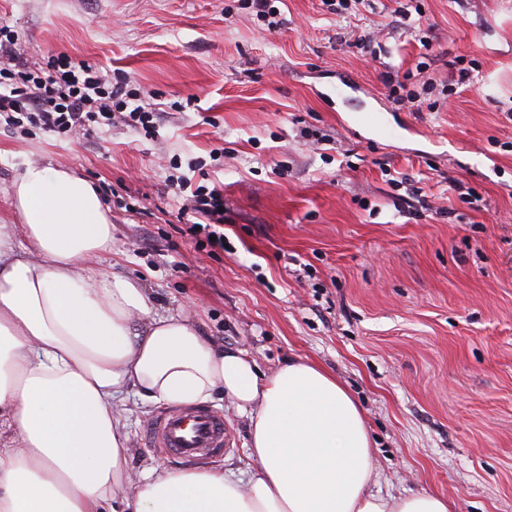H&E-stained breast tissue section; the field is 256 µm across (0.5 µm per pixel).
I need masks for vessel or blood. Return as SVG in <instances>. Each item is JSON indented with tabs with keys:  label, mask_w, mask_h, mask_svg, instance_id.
<instances>
[{
	"label": "vessel or blood",
	"mask_w": 512,
	"mask_h": 512,
	"mask_svg": "<svg viewBox=\"0 0 512 512\" xmlns=\"http://www.w3.org/2000/svg\"><path fill=\"white\" fill-rule=\"evenodd\" d=\"M144 438L156 452L183 462L215 460L231 446L223 413L208 405L162 409Z\"/></svg>",
	"instance_id": "obj_1"
}]
</instances>
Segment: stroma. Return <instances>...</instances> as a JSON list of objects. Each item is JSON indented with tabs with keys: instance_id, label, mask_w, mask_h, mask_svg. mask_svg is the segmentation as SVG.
<instances>
[{
	"instance_id": "stroma-1",
	"label": "stroma",
	"mask_w": 512,
	"mask_h": 512,
	"mask_svg": "<svg viewBox=\"0 0 512 512\" xmlns=\"http://www.w3.org/2000/svg\"><path fill=\"white\" fill-rule=\"evenodd\" d=\"M244 0H0L24 58L65 53L134 77L162 114L61 141L0 127V224L26 165L73 170L112 215L94 262L138 279L154 313L269 372L305 357L335 374L368 420L375 493L448 496L454 512H512V0H423L439 50L429 75L475 60L441 112L391 103L383 63L421 45L392 0L350 18L279 0L268 33ZM346 28L385 50L372 64ZM199 158L203 172H190ZM224 188L226 250L185 235L172 170ZM233 443L217 465L247 476L249 430L215 395ZM128 471L180 461L147 448L160 411L125 401Z\"/></svg>"
}]
</instances>
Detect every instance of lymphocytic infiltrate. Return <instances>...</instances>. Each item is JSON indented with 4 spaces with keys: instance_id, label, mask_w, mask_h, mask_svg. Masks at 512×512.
I'll use <instances>...</instances> for the list:
<instances>
[{
    "instance_id": "lymphocytic-infiltrate-1",
    "label": "lymphocytic infiltrate",
    "mask_w": 512,
    "mask_h": 512,
    "mask_svg": "<svg viewBox=\"0 0 512 512\" xmlns=\"http://www.w3.org/2000/svg\"><path fill=\"white\" fill-rule=\"evenodd\" d=\"M383 78L398 108L437 112L449 95L472 84L473 69L458 68L455 81L442 85L427 78L418 89L410 87L407 72L390 69ZM132 85L129 76L111 77L96 65L63 53L33 65L23 59L12 31L0 26V119L7 126H30L61 140L101 133L117 124L151 130L155 114ZM169 183L182 196L179 213L189 221L186 232L195 246L223 249V188H195L183 176L170 178Z\"/></svg>"
}]
</instances>
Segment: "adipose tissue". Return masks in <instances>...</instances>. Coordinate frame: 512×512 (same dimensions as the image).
<instances>
[{"mask_svg":"<svg viewBox=\"0 0 512 512\" xmlns=\"http://www.w3.org/2000/svg\"><path fill=\"white\" fill-rule=\"evenodd\" d=\"M0 224V512H452L446 496L374 493L358 402L303 360L261 374L139 281L91 264L112 248L98 190L30 165ZM192 404L221 393L250 424L247 479L155 466L132 480L124 395Z\"/></svg>","mask_w":512,"mask_h":512,"instance_id":"obj_1","label":"adipose tissue"}]
</instances>
